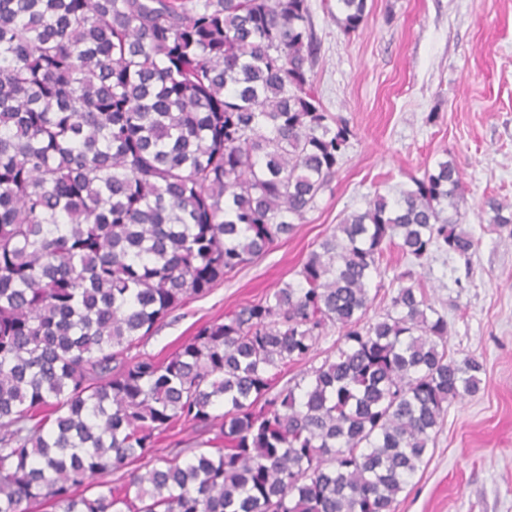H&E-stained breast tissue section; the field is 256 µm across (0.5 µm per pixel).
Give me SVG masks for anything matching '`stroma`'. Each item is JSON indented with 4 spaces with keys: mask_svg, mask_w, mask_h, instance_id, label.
<instances>
[{
    "mask_svg": "<svg viewBox=\"0 0 512 512\" xmlns=\"http://www.w3.org/2000/svg\"><path fill=\"white\" fill-rule=\"evenodd\" d=\"M309 4L318 94L355 132L344 163L293 236L170 313L136 351L167 358L201 323L293 279L344 214L377 193L396 198L451 156L467 187L460 224L478 241L471 282L453 288L439 256L414 270L448 318L449 355L475 357L484 371L477 393L449 406L396 512H512V232L492 230L481 208L490 195L512 200V0H367L348 35L336 0Z\"/></svg>",
    "mask_w": 512,
    "mask_h": 512,
    "instance_id": "obj_1",
    "label": "stroma"
}]
</instances>
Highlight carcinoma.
I'll list each match as a JSON object with an SVG mask.
<instances>
[{
	"mask_svg": "<svg viewBox=\"0 0 512 512\" xmlns=\"http://www.w3.org/2000/svg\"><path fill=\"white\" fill-rule=\"evenodd\" d=\"M334 18L357 31L366 0ZM318 49L308 0H0V512H395L483 371L448 355L411 269L368 317L392 245L469 278L453 160L345 215L294 280L172 356L129 355L336 177L354 130L318 96ZM484 205L512 225L511 202ZM333 329L334 355L275 388ZM179 421L222 444L112 486Z\"/></svg>",
	"mask_w": 512,
	"mask_h": 512,
	"instance_id": "1",
	"label": "carcinoma"
}]
</instances>
